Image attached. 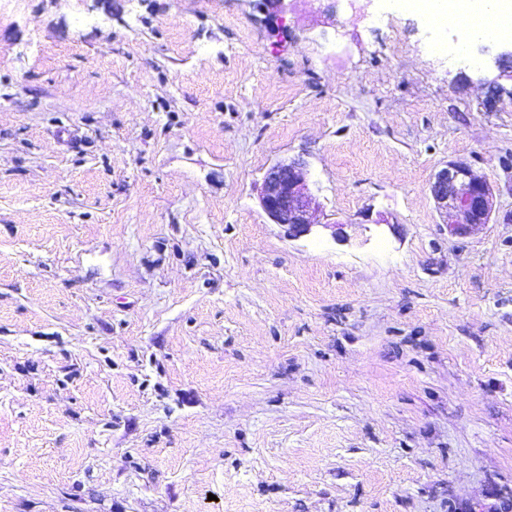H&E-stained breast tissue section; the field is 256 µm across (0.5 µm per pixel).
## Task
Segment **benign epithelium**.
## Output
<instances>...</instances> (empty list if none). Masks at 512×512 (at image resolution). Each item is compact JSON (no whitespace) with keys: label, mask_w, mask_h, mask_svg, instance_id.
<instances>
[{"label":"benign epithelium","mask_w":512,"mask_h":512,"mask_svg":"<svg viewBox=\"0 0 512 512\" xmlns=\"http://www.w3.org/2000/svg\"><path fill=\"white\" fill-rule=\"evenodd\" d=\"M480 53L490 56L489 65L509 73L512 79V49L493 54L482 47ZM430 194L444 223L459 235L490 223L496 210L492 187L464 160H450L438 170L430 183ZM260 203L272 223L283 227L290 238L306 236L315 227L311 215L319 202L310 188L304 163L298 159H282L266 172Z\"/></svg>","instance_id":"obj_1"}]
</instances>
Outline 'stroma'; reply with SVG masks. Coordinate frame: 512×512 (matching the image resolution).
<instances>
[{
  "label": "stroma",
  "mask_w": 512,
  "mask_h": 512,
  "mask_svg": "<svg viewBox=\"0 0 512 512\" xmlns=\"http://www.w3.org/2000/svg\"><path fill=\"white\" fill-rule=\"evenodd\" d=\"M323 5L0 0V512L512 502V98L457 28ZM451 160L496 195L467 236ZM299 159H282L265 174L260 187L261 206L272 221L285 229L290 238L309 235L312 212L319 208ZM429 190L444 224L455 234L489 224L496 210L492 187L464 160L448 161L434 174Z\"/></svg>",
  "instance_id": "obj_1"
}]
</instances>
